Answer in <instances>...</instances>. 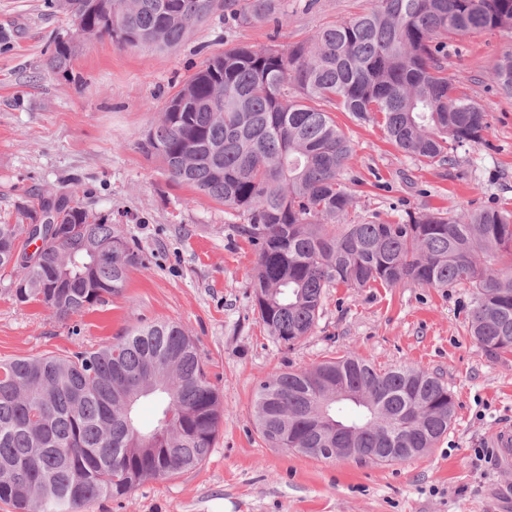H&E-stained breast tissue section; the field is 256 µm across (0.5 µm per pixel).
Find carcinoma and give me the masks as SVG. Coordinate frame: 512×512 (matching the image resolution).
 Segmentation results:
<instances>
[{
  "label": "carcinoma",
  "mask_w": 512,
  "mask_h": 512,
  "mask_svg": "<svg viewBox=\"0 0 512 512\" xmlns=\"http://www.w3.org/2000/svg\"><path fill=\"white\" fill-rule=\"evenodd\" d=\"M86 38L122 48L164 49L218 11L242 24L268 19L266 0H50ZM512 29V0H377L368 13L316 30L293 47L238 45L204 60L166 100L141 149L168 177L224 204L243 219L237 232L255 247L254 300L260 320L289 348L321 317L325 289L414 282L475 289L470 333L488 355L512 353V212L484 208L452 216L408 213L394 222L342 224L353 205L339 176L352 158L330 116L380 115L389 140L426 164L452 160L484 141L485 112L448 80L450 34ZM74 57L55 41L50 68ZM512 96V53L496 69ZM15 210L25 224H0V270L20 269L9 292L66 320L121 293L146 257L117 225L72 189ZM61 222L54 224L50 218ZM41 225L39 255L27 253L28 225ZM112 258L94 250L109 243ZM154 403L152 425L121 396ZM453 395L439 377L408 365L378 369L343 355L261 382L253 421L273 448H384L361 460L411 458L448 433ZM222 416L193 336L159 321L99 348L0 362V501L21 512H85L142 482L200 465Z\"/></svg>",
  "instance_id": "carcinoma-1"
}]
</instances>
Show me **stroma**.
I'll use <instances>...</instances> for the list:
<instances>
[{
    "label": "stroma",
    "instance_id": "1",
    "mask_svg": "<svg viewBox=\"0 0 512 512\" xmlns=\"http://www.w3.org/2000/svg\"><path fill=\"white\" fill-rule=\"evenodd\" d=\"M376 0H268L271 21L242 25L215 13L178 45L118 47L82 41L70 74L51 71L56 38L73 31L46 0H0V221L24 195L72 188L109 215L149 258L122 293L68 321L37 302L17 303L0 278V361L65 356L76 341L100 347L138 327L169 321L196 340L223 407L206 460L148 480L89 512H512L494 490H512L489 443L512 421V355L488 356L467 331L470 287L328 289L312 335L293 348L269 336L253 302L257 254L224 207L171 182L140 148L169 95L209 55L235 44L306 41ZM512 52V29L448 40V78L487 114L483 143L452 162L426 165L387 141L372 120L333 110L353 156L341 176L354 197L348 222H395L409 212L512 211V97L495 78ZM353 353L385 369L411 364L437 374L455 401L448 433L425 454L389 466L324 460L272 448L252 418L259 383Z\"/></svg>",
    "mask_w": 512,
    "mask_h": 512
}]
</instances>
